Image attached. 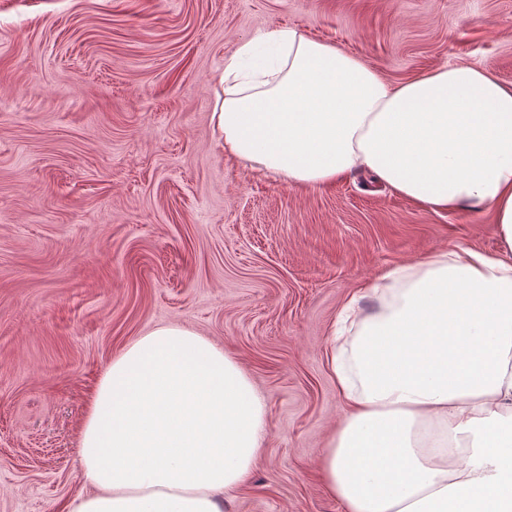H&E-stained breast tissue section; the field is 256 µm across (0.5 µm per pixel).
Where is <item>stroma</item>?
Listing matches in <instances>:
<instances>
[{
    "mask_svg": "<svg viewBox=\"0 0 512 512\" xmlns=\"http://www.w3.org/2000/svg\"><path fill=\"white\" fill-rule=\"evenodd\" d=\"M282 27L392 83L466 62L512 86V0H0V512L87 492L88 397L172 323L266 403L231 512H344L319 477L341 307L376 310L367 282L443 249L499 255L486 209L435 211L364 172L291 186L216 147L225 58Z\"/></svg>",
    "mask_w": 512,
    "mask_h": 512,
    "instance_id": "obj_1",
    "label": "stroma"
}]
</instances>
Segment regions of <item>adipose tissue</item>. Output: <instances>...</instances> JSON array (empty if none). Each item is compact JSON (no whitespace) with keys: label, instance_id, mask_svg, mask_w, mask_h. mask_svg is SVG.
<instances>
[{"label":"adipose tissue","instance_id":"adipose-tissue-1","mask_svg":"<svg viewBox=\"0 0 512 512\" xmlns=\"http://www.w3.org/2000/svg\"><path fill=\"white\" fill-rule=\"evenodd\" d=\"M224 62L217 144L262 176L320 186L364 171L432 209L493 212L503 255L458 247L389 269L328 367L344 421L319 466L344 512H512V86L486 65L399 84L298 30ZM266 430L252 381L178 324L113 359L80 430L90 491L65 512H224Z\"/></svg>","mask_w":512,"mask_h":512}]
</instances>
